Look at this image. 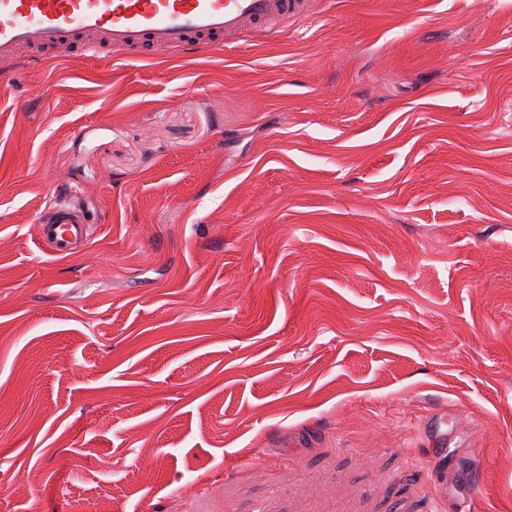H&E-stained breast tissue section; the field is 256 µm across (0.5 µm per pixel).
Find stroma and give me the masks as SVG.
Instances as JSON below:
<instances>
[{"label": "stroma", "instance_id": "1", "mask_svg": "<svg viewBox=\"0 0 512 512\" xmlns=\"http://www.w3.org/2000/svg\"><path fill=\"white\" fill-rule=\"evenodd\" d=\"M0 512H512V0L0 72ZM78 206L57 204L38 225V236L44 249L59 258H71L85 249L91 224Z\"/></svg>", "mask_w": 512, "mask_h": 512}]
</instances>
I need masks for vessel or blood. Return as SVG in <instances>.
<instances>
[{
  "label": "vessel or blood",
  "mask_w": 512,
  "mask_h": 512,
  "mask_svg": "<svg viewBox=\"0 0 512 512\" xmlns=\"http://www.w3.org/2000/svg\"><path fill=\"white\" fill-rule=\"evenodd\" d=\"M310 8V0H0V66L16 62L21 49L42 52L71 42L116 56L146 44L220 47ZM38 236L49 254L69 258L85 249L90 226L82 208L58 204L39 224Z\"/></svg>",
  "instance_id": "vessel-or-blood-1"
}]
</instances>
